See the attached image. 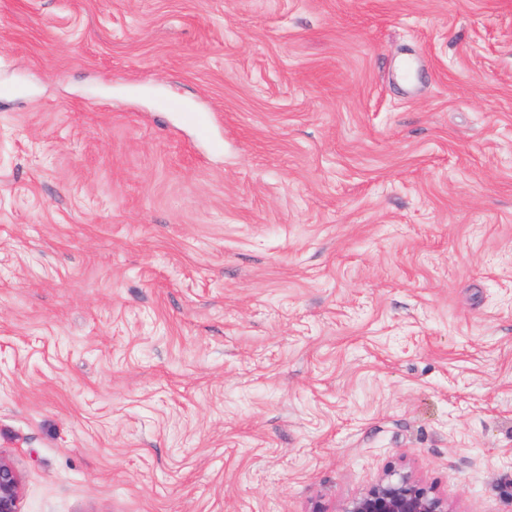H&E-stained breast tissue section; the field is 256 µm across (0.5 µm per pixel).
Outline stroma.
Wrapping results in <instances>:
<instances>
[{"label":"stroma","mask_w":512,"mask_h":512,"mask_svg":"<svg viewBox=\"0 0 512 512\" xmlns=\"http://www.w3.org/2000/svg\"><path fill=\"white\" fill-rule=\"evenodd\" d=\"M0 457L21 512H512V0H0ZM340 512H453L448 498L409 471L392 467Z\"/></svg>","instance_id":"stroma-1"}]
</instances>
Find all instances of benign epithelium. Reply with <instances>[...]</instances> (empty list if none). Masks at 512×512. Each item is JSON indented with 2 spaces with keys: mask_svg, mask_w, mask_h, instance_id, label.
Wrapping results in <instances>:
<instances>
[{
  "mask_svg": "<svg viewBox=\"0 0 512 512\" xmlns=\"http://www.w3.org/2000/svg\"><path fill=\"white\" fill-rule=\"evenodd\" d=\"M0 512H21L20 479L0 458ZM340 512H453L448 498L409 471L392 467L364 493L347 501Z\"/></svg>",
  "mask_w": 512,
  "mask_h": 512,
  "instance_id": "1",
  "label": "benign epithelium"
}]
</instances>
